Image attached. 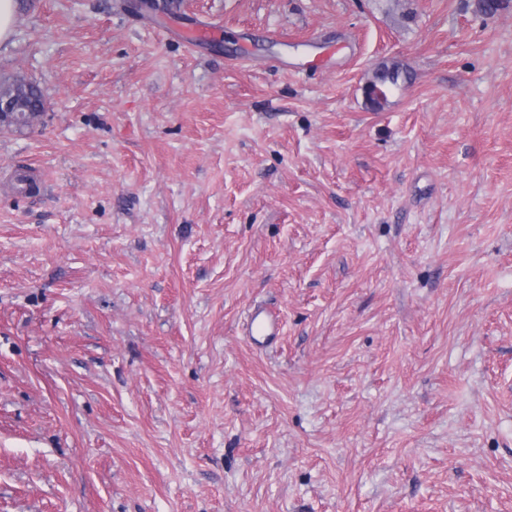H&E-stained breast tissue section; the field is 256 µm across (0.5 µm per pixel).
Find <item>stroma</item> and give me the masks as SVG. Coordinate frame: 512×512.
Segmentation results:
<instances>
[{
	"label": "stroma",
	"mask_w": 512,
	"mask_h": 512,
	"mask_svg": "<svg viewBox=\"0 0 512 512\" xmlns=\"http://www.w3.org/2000/svg\"><path fill=\"white\" fill-rule=\"evenodd\" d=\"M166 2L0 46V512H512V7ZM401 74L402 72L397 65H392L390 67L384 66L375 73L374 81L371 82V87L368 91L369 100L374 108L380 107V100H384L386 98L385 91L382 87L387 83L397 85ZM375 91H378L379 95L376 94L372 96ZM0 98L11 100L15 108L12 109L8 102L0 101V112H7V115L0 117V124L11 126H24L35 119L44 110V102L41 91L33 83L23 79L0 82ZM37 110L39 112H33ZM248 319L249 336L256 342L264 343L280 331L277 319L262 308H254L250 311Z\"/></svg>",
	"instance_id": "1"
}]
</instances>
